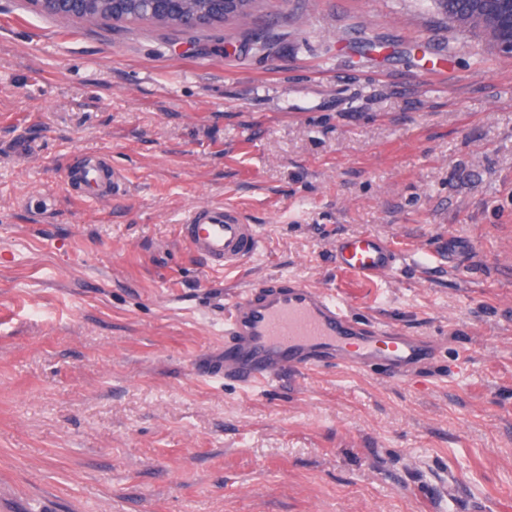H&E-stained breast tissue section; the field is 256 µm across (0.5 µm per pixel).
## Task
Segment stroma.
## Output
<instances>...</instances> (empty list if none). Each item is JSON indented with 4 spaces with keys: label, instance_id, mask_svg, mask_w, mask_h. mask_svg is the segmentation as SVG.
<instances>
[{
    "label": "stroma",
    "instance_id": "1",
    "mask_svg": "<svg viewBox=\"0 0 512 512\" xmlns=\"http://www.w3.org/2000/svg\"><path fill=\"white\" fill-rule=\"evenodd\" d=\"M94 154L123 196L70 187ZM261 245L214 272L189 211ZM403 254L373 283L337 239ZM288 277L431 339L249 393L227 297ZM0 512H512V54L431 0H262L196 30L0 0ZM181 239L212 271L239 266L255 255L260 238L254 224H246L231 205L204 204L180 226Z\"/></svg>",
    "mask_w": 512,
    "mask_h": 512
}]
</instances>
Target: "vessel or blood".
<instances>
[{"label": "vessel or blood", "instance_id": "vessel-or-blood-1", "mask_svg": "<svg viewBox=\"0 0 512 512\" xmlns=\"http://www.w3.org/2000/svg\"><path fill=\"white\" fill-rule=\"evenodd\" d=\"M78 175L95 199L124 191L120 174L93 157H83ZM180 236L212 271L239 266L260 246L255 225L228 204L197 206ZM335 258L340 270L381 281L397 273L401 255L389 242L357 233L337 241ZM433 350L424 337L361 320L334 291L275 278L231 299L224 348L205 375L263 389L286 373L345 365L401 380L430 366Z\"/></svg>", "mask_w": 512, "mask_h": 512}]
</instances>
